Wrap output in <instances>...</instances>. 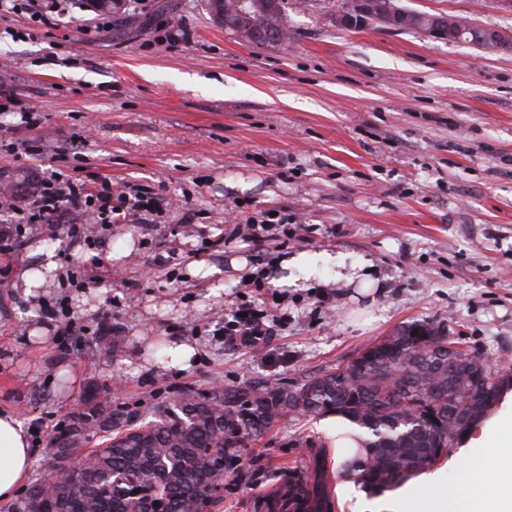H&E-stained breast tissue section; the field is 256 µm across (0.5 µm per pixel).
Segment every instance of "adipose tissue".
<instances>
[{
    "label": "adipose tissue",
    "instance_id": "ef3b65f1",
    "mask_svg": "<svg viewBox=\"0 0 512 512\" xmlns=\"http://www.w3.org/2000/svg\"><path fill=\"white\" fill-rule=\"evenodd\" d=\"M331 268L327 287L359 288L371 284L374 270L369 258L346 263L328 251L301 252L281 258L267 274L275 288L298 287L313 277L317 266ZM34 452L23 422L13 413L0 410V499L9 500L31 473ZM434 492L426 502L397 493L379 498L377 512H512V464L499 465L492 475L466 481L454 489L442 487L438 473L422 477Z\"/></svg>",
    "mask_w": 512,
    "mask_h": 512
}]
</instances>
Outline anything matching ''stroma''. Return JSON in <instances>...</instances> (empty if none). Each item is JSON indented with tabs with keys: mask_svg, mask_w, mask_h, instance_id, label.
I'll return each instance as SVG.
<instances>
[{
	"mask_svg": "<svg viewBox=\"0 0 512 512\" xmlns=\"http://www.w3.org/2000/svg\"><path fill=\"white\" fill-rule=\"evenodd\" d=\"M70 0L66 19L32 22L0 9V84L40 113L39 127L14 138L39 140L38 158L0 156V183L98 174L163 198L79 247L65 230L29 236L0 287V407L26 427L56 423L86 386L121 381L120 402L147 407L185 387L270 383L303 385L368 344L424 322L498 366L512 368V54L422 33L369 27L345 31L330 0H288L292 35L280 46L240 42L212 19L205 0H126L111 29L83 27L97 17ZM487 26L512 29L498 0H400ZM187 27L189 40L159 41ZM281 217L263 249L228 236L224 218ZM52 253L70 295L75 337L57 345L40 321L17 315L15 288ZM327 250L374 261L376 291L352 288H255L236 272L301 251ZM122 271L124 282L86 277L62 285L92 255ZM217 266L222 279L194 271ZM179 282L168 283L166 267ZM117 304H110V297ZM252 302L287 314L286 328L249 349L211 337L232 307ZM121 339L101 347L103 312ZM159 337L195 346L189 369H138ZM322 418H281L241 449L236 469L208 512H269L268 496L288 479L326 465L322 512H369L367 494L342 498ZM441 482L456 487L467 463L487 470L498 459L459 443Z\"/></svg>",
	"mask_w": 512,
	"mask_h": 512,
	"instance_id": "stroma-1",
	"label": "stroma"
}]
</instances>
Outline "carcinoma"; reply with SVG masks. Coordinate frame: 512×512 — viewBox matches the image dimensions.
I'll list each match as a JSON object with an SVG mask.
<instances>
[{
	"instance_id": "cac0c4a2",
	"label": "carcinoma",
	"mask_w": 512,
	"mask_h": 512,
	"mask_svg": "<svg viewBox=\"0 0 512 512\" xmlns=\"http://www.w3.org/2000/svg\"><path fill=\"white\" fill-rule=\"evenodd\" d=\"M260 14L257 27L286 23ZM430 322L367 346L343 371L331 369L291 390L277 384L225 386L220 392L185 388L182 400L153 403L150 419L102 399L90 383L78 410L55 428L43 461L53 490L28 487L6 512H193L211 503L208 490L235 467L238 449L264 435L289 412L334 414L354 430L363 453L344 463L345 475L383 492L429 469L497 402L500 369L481 355L448 350ZM96 436L87 468L58 469ZM288 483L279 512H319L328 492L325 471Z\"/></svg>"
}]
</instances>
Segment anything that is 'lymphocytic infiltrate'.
<instances>
[{"mask_svg": "<svg viewBox=\"0 0 512 512\" xmlns=\"http://www.w3.org/2000/svg\"><path fill=\"white\" fill-rule=\"evenodd\" d=\"M153 197L142 192L117 191L108 177L62 179L50 173L43 176L37 191L22 206L11 203L0 193V213L8 219L0 225V281L10 272L9 261L24 240L44 224H62L72 242L87 241L91 224L110 229L125 221L136 210L155 209ZM288 323L287 315L268 317L254 304L238 305L237 314L214 333L245 346H257L261 337L272 335L275 327Z\"/></svg>", "mask_w": 512, "mask_h": 512, "instance_id": "1", "label": "lymphocytic infiltrate"}]
</instances>
